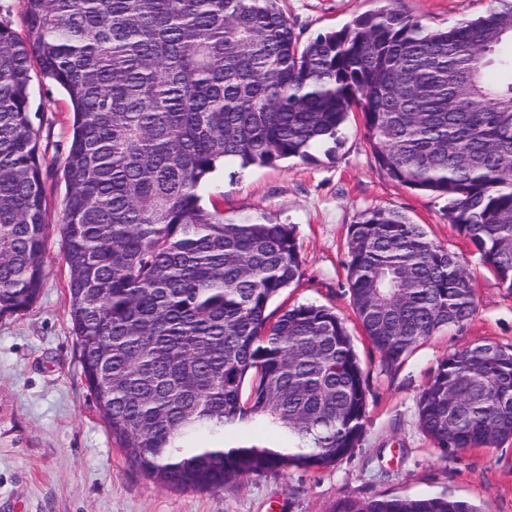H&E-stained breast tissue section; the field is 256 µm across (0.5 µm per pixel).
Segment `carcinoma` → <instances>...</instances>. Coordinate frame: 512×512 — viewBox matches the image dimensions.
I'll return each instance as SVG.
<instances>
[{"mask_svg": "<svg viewBox=\"0 0 512 512\" xmlns=\"http://www.w3.org/2000/svg\"><path fill=\"white\" fill-rule=\"evenodd\" d=\"M0 23V317L45 279L46 197L32 66L72 108L61 231L86 384L127 460L210 489L329 466L367 406L344 322L270 303L300 277L293 227L202 204L219 167L314 160L353 110L381 171L448 199V223L512 289V0L430 30L398 0L305 42L280 0H23ZM357 319L388 365L477 311L463 261L394 210L350 226ZM446 459L512 438V353L448 355L418 401ZM283 445L224 447L232 432ZM332 512H478L446 495L344 498ZM0 20L16 32L22 33L24 29L22 0H0Z\"/></svg>", "mask_w": 512, "mask_h": 512, "instance_id": "carcinoma-1", "label": "carcinoma"}]
</instances>
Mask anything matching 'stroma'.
Instances as JSON below:
<instances>
[{
    "mask_svg": "<svg viewBox=\"0 0 512 512\" xmlns=\"http://www.w3.org/2000/svg\"><path fill=\"white\" fill-rule=\"evenodd\" d=\"M430 28L485 14L490 0H399ZM301 40L341 29L377 0H281ZM64 90L34 77L31 112L44 157L46 276L28 310L0 318V512H332L344 498L445 494L481 512H512V439L442 459L418 425L417 403L439 363L489 343L512 351V290L500 286L449 224L446 198L386 176L371 154L361 113L349 116L331 149L246 169L228 164L201 194L226 218L289 224L301 274L269 305L272 315L322 305L352 336L366 376L363 434L350 455L319 469L250 476L217 489L171 488L148 478L114 443L82 374L70 322L65 264L63 169L69 149ZM373 209L394 210L463 257L478 300L464 325L438 331L404 360L386 365L364 336L346 276L350 224Z\"/></svg>",
    "mask_w": 512,
    "mask_h": 512,
    "instance_id": "1",
    "label": "stroma"
}]
</instances>
